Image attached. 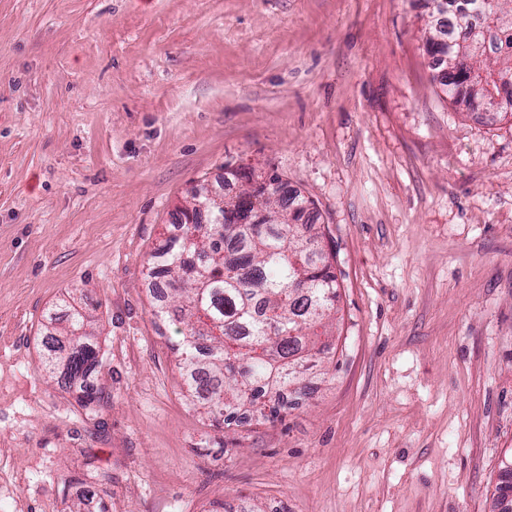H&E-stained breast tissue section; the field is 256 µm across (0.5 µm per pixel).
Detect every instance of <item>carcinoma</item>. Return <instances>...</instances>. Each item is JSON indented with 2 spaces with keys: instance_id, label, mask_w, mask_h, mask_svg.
<instances>
[{
  "instance_id": "carcinoma-1",
  "label": "carcinoma",
  "mask_w": 512,
  "mask_h": 512,
  "mask_svg": "<svg viewBox=\"0 0 512 512\" xmlns=\"http://www.w3.org/2000/svg\"><path fill=\"white\" fill-rule=\"evenodd\" d=\"M448 9L426 38V53L443 72L448 97L476 107L499 82L512 80V8L503 0H446ZM486 53L465 49L448 62L437 56V39L458 29L465 41L485 13ZM313 202L288 198L292 224H232L249 216L244 194L220 204L207 202V223L177 224L155 257V278L165 279L169 303L154 314L183 325L178 344L187 391L219 425L243 424L240 411L262 419L283 418L288 403L281 392H300V375L315 354L318 334L336 309L338 284L330 255L315 225L304 219ZM44 363L65 389L82 392L85 405L98 404L104 392L93 383L98 351L90 343L89 318L69 306L63 317L48 315ZM498 512H512V482L498 488Z\"/></svg>"
}]
</instances>
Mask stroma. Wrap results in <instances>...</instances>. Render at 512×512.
Here are the masks:
<instances>
[{
  "label": "stroma",
  "instance_id": "stroma-1",
  "mask_svg": "<svg viewBox=\"0 0 512 512\" xmlns=\"http://www.w3.org/2000/svg\"><path fill=\"white\" fill-rule=\"evenodd\" d=\"M431 21L426 0H0V512H492L512 122L446 96ZM229 165L314 201L339 298L287 415L217 427L147 272ZM67 302L104 407L41 370Z\"/></svg>",
  "mask_w": 512,
  "mask_h": 512
}]
</instances>
